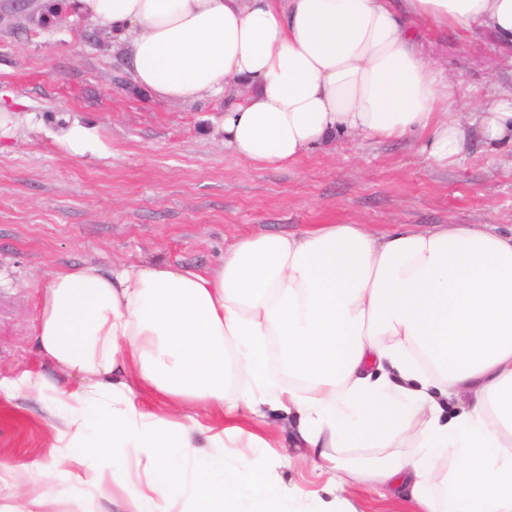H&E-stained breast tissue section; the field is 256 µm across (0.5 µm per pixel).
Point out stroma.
Wrapping results in <instances>:
<instances>
[{"instance_id":"1","label":"stroma","mask_w":512,"mask_h":512,"mask_svg":"<svg viewBox=\"0 0 512 512\" xmlns=\"http://www.w3.org/2000/svg\"><path fill=\"white\" fill-rule=\"evenodd\" d=\"M454 84L462 124L512 95V48L480 28H421ZM419 139L337 137L301 164L260 170L224 149V96L160 99L139 88L122 43L88 18L0 27V379L27 369L67 385L37 354L38 287L68 266L170 262L204 269L237 238L313 224L512 227V146L471 131L459 155ZM38 399L0 395V464L50 462ZM276 473L307 496L326 483L282 439Z\"/></svg>"}]
</instances>
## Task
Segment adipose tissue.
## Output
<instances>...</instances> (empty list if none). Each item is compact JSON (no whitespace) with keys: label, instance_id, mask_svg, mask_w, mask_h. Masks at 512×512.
Returning a JSON list of instances; mask_svg holds the SVG:
<instances>
[{"label":"adipose tissue","instance_id":"obj_1","mask_svg":"<svg viewBox=\"0 0 512 512\" xmlns=\"http://www.w3.org/2000/svg\"><path fill=\"white\" fill-rule=\"evenodd\" d=\"M75 0L125 41L136 84L195 101L227 92L224 146L259 169L298 164L331 134L423 137L464 149L451 85L420 23L491 28L512 45V0ZM512 144V99L475 118ZM40 371L0 379L60 418L52 464L0 465V512H51L65 481L122 512H297L261 456L280 420L327 474L316 512H356L355 481L410 512H512V233L486 224H361L238 238L214 267H68L38 290ZM412 444L341 466L334 451ZM440 492L429 476L446 457Z\"/></svg>","mask_w":512,"mask_h":512}]
</instances>
